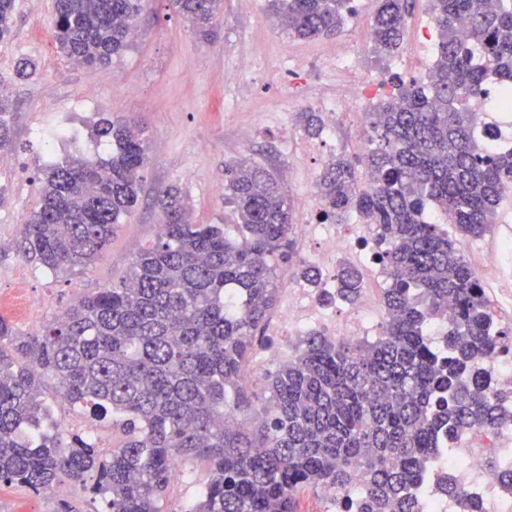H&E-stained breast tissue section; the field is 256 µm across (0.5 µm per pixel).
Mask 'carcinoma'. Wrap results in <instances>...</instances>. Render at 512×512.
Returning <instances> with one entry per match:
<instances>
[{"mask_svg": "<svg viewBox=\"0 0 512 512\" xmlns=\"http://www.w3.org/2000/svg\"><path fill=\"white\" fill-rule=\"evenodd\" d=\"M143 0H56V43L76 64L105 65L130 45ZM193 31L208 40L223 0H172ZM373 51L404 49L411 0H376ZM288 36L336 35L353 0H270ZM14 0H0V39L10 34ZM438 33L426 82H400L367 113L369 148L338 154L316 189L318 221L356 214L375 226L376 256L390 281L382 291L380 336L333 340L312 332L295 361L268 377L269 406L251 416L238 384L257 330L292 271L320 288L324 304L353 303L362 275L321 271L300 259L289 238L292 212L279 181L256 162L224 167V206L238 236L219 224H194L181 190L155 196L162 230L141 249L129 273L82 297L42 333L27 335L0 317V483L40 494L60 476L84 480L107 498L108 512H163L174 460L201 459L208 477L188 512H297V495L325 487L357 488L344 512H421V490L439 444L466 429L505 420L512 392H497L481 363L504 352L495 319L458 238L482 237L512 196V143L480 150L495 115L476 121L467 103L498 83L512 91V0H431ZM32 58L15 75H37ZM318 137L320 112H302ZM146 130L131 119L101 118L99 138L112 156H72L44 171L36 207L17 249L50 271L102 257L120 219L138 205L148 156ZM9 99L0 95V149H12ZM363 166L368 186L359 183ZM443 216L455 235L428 221ZM454 305L436 343L428 325ZM62 395L120 429L108 456L75 434L51 427L46 396ZM500 489L512 493L501 458Z\"/></svg>", "mask_w": 512, "mask_h": 512, "instance_id": "cac0c4a2", "label": "carcinoma"}]
</instances>
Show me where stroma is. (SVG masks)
Segmentation results:
<instances>
[{"mask_svg": "<svg viewBox=\"0 0 512 512\" xmlns=\"http://www.w3.org/2000/svg\"><path fill=\"white\" fill-rule=\"evenodd\" d=\"M375 0H357L356 12L331 38L289 39L269 27L268 0H224L212 40L199 38L170 0H146L137 19L138 36L106 66L75 65L56 49L54 0H15L12 32L0 40V91L11 103L14 149L0 152V316L21 332H42L56 311L125 276L133 256L157 236L161 212L153 202L156 188L177 185L188 197L196 224L224 221L225 164L248 158L272 170L288 197L295 243L317 214L302 205L315 195V183L334 155L362 154L365 142L354 130L364 113L347 110L335 138L308 137L298 120L307 110L321 111L322 101L340 96L362 72L377 73L384 93L393 80L419 79L422 59L406 44L393 58L363 51L357 69L339 71L337 55L358 48ZM24 56L39 63L36 77L14 75ZM243 77L225 83L226 73ZM135 118L148 131L145 192L134 212L120 221L103 256L87 266L55 273L16 249L23 224L35 206L42 170L51 162L80 153L91 160L108 158L110 142L92 135L104 116ZM34 302L27 317L12 308L14 298ZM52 419L63 437L92 434L103 453L121 442L108 421L70 403H53ZM206 465L184 462L172 474L165 512H188L197 500ZM93 477L62 480L44 494L0 485V512H107L104 498L92 495Z\"/></svg>", "mask_w": 512, "mask_h": 512, "instance_id": "35a3bbf8", "label": "stroma"}]
</instances>
